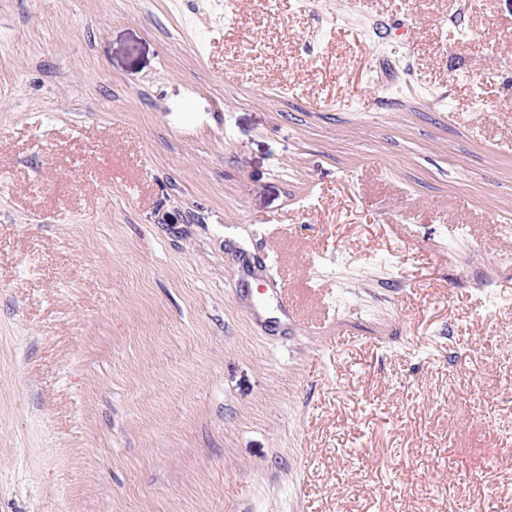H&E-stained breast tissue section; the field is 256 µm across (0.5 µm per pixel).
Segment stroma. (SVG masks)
Instances as JSON below:
<instances>
[{"label":"stroma","mask_w":512,"mask_h":512,"mask_svg":"<svg viewBox=\"0 0 512 512\" xmlns=\"http://www.w3.org/2000/svg\"><path fill=\"white\" fill-rule=\"evenodd\" d=\"M457 11L0 0V512H512V0Z\"/></svg>","instance_id":"stroma-1"}]
</instances>
